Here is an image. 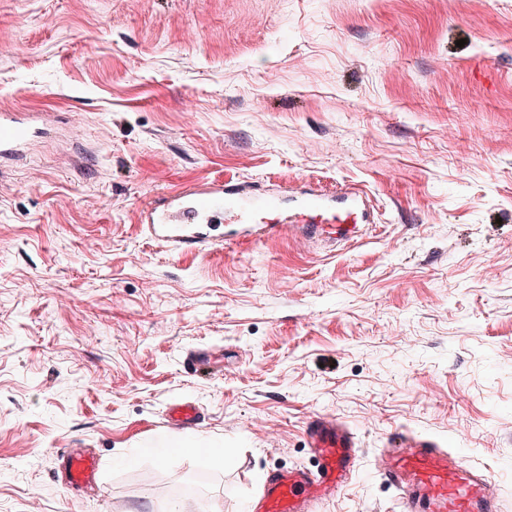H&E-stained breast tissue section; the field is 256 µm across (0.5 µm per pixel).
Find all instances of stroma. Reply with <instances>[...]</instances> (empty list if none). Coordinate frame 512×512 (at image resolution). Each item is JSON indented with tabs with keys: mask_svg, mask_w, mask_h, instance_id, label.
<instances>
[{
	"mask_svg": "<svg viewBox=\"0 0 512 512\" xmlns=\"http://www.w3.org/2000/svg\"><path fill=\"white\" fill-rule=\"evenodd\" d=\"M0 110L46 125L0 162V512H171L145 473L256 512L315 414L362 453L317 512H401L370 464L400 430L512 512V0H0ZM213 178L353 186L373 221L183 252L138 223ZM97 462L94 456L81 452H72L66 459V478L71 486H86L94 483Z\"/></svg>",
	"mask_w": 512,
	"mask_h": 512,
	"instance_id": "obj_1",
	"label": "stroma"
}]
</instances>
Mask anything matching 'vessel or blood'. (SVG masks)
Listing matches in <instances>:
<instances>
[{
	"mask_svg": "<svg viewBox=\"0 0 512 512\" xmlns=\"http://www.w3.org/2000/svg\"><path fill=\"white\" fill-rule=\"evenodd\" d=\"M35 130L15 112L0 113V159L27 153ZM274 222H267V215ZM139 221L154 238L175 250H196L209 242L207 225L230 222L260 236L326 232L343 238L369 223L370 211L361 191L292 187L287 198L214 178L150 197L139 209ZM308 445L318 459L316 469L270 477L261 512H314L336 496L360 464L350 429L334 417L313 416L307 424ZM372 469L400 493L402 512H500L484 471L466 464L459 454L443 450L428 437L396 434L378 449ZM94 456L73 452L66 459L69 485L95 480Z\"/></svg>",
	"mask_w": 512,
	"mask_h": 512,
	"instance_id": "1",
	"label": "vessel or blood"
}]
</instances>
